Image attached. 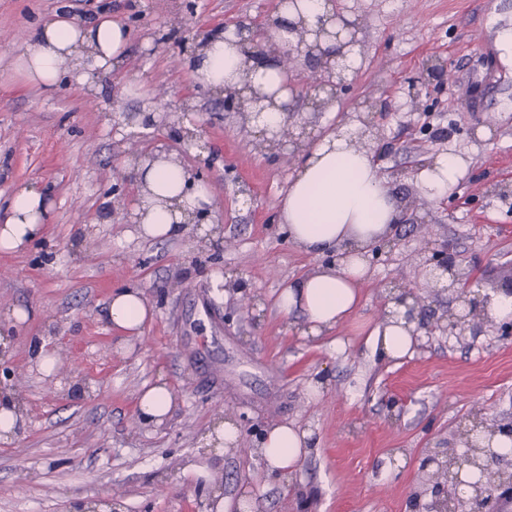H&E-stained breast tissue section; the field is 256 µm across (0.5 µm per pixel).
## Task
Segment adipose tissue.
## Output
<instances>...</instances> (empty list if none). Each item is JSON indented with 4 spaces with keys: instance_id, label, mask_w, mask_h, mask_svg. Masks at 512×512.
<instances>
[{
    "instance_id": "adipose-tissue-1",
    "label": "adipose tissue",
    "mask_w": 512,
    "mask_h": 512,
    "mask_svg": "<svg viewBox=\"0 0 512 512\" xmlns=\"http://www.w3.org/2000/svg\"><path fill=\"white\" fill-rule=\"evenodd\" d=\"M331 11L328 0H284L280 24L273 29L276 42L291 40L286 22L302 20L312 29ZM128 40L127 28L108 16L87 25L60 17L36 32L18 57V70L26 82L46 91L65 73L91 91V72L108 75L122 61ZM192 71L216 91H235L249 83L270 92L284 80L277 66L248 58L238 37L224 32L197 50ZM364 130L357 121L308 148L280 203L279 222L295 247L308 255L336 257L335 265L289 282L278 296L281 311L303 315L305 337L328 334L355 313L359 287L369 277L367 257L392 235L403 216V202L382 176L372 152L356 143ZM127 166L139 187L134 219L139 236L177 237L192 215L211 203L206 184L164 147L128 160ZM462 166L458 155L447 152L426 164L417 179L425 194L442 198L457 185ZM52 211V201L40 188L18 186L0 218V251L17 252L41 238ZM151 315L136 288L113 295L102 311L112 329L128 335L139 333ZM366 343L375 358L397 360L411 355L418 339L401 315L393 313L370 330ZM312 451L311 432L288 423L270 426L257 448L266 471L285 479L293 477Z\"/></svg>"
}]
</instances>
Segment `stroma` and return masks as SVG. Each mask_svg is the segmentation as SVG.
Instances as JSON below:
<instances>
[{"label":"stroma","mask_w":512,"mask_h":512,"mask_svg":"<svg viewBox=\"0 0 512 512\" xmlns=\"http://www.w3.org/2000/svg\"><path fill=\"white\" fill-rule=\"evenodd\" d=\"M280 0H0V213L15 186L49 192L44 237L0 252V387L23 410L17 437L0 442V512H82L101 501L120 512H409L422 488L427 453L463 446L468 415L512 420V340L497 324L471 320L459 338L420 336L412 356L374 360L364 331L380 321L392 281L427 298V314L456 310L455 293L419 272L426 242L449 244L489 292L512 271V67L502 64L489 21L512 20V0H337L358 18L364 46L356 76L332 112L305 99L293 111L324 135L372 103L377 144L397 149L381 173L403 198L418 200L414 224L398 225L396 246L371 255L362 304L332 337L306 338L300 313L276 305L289 281L320 265L278 222L296 162L258 148L257 128L241 126L224 96L199 84L176 37L184 26L213 29L240 17L264 23ZM107 14L129 30L120 66L88 96L68 81L50 92L14 71L47 21ZM447 64L451 83L408 92L427 63ZM153 113L154 123L136 124ZM198 128L197 145L178 146L174 124ZM175 147L210 194L211 225L182 237L136 236L133 179L123 177L131 141ZM444 152L464 171L451 195L428 197L418 171ZM223 238L224 248L210 242ZM258 299L238 310L224 276ZM153 310L140 334L122 335L102 306L126 286ZM29 311L27 321L11 312ZM58 362L39 370L38 351ZM165 379L173 406L142 425L141 391ZM324 380L320 396L308 385ZM240 426L233 446H217L224 421ZM288 422L315 447L296 476H268L255 455L263 431ZM405 464L392 469L394 455Z\"/></svg>","instance_id":"1"}]
</instances>
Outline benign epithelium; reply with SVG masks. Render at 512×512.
I'll return each mask as SVG.
<instances>
[{"label": "benign epithelium", "instance_id": "1", "mask_svg": "<svg viewBox=\"0 0 512 512\" xmlns=\"http://www.w3.org/2000/svg\"><path fill=\"white\" fill-rule=\"evenodd\" d=\"M358 23L349 20L340 11H335L327 17H319L317 29L310 30L305 26H288L289 31L297 35L294 42L288 41L277 45L275 39L265 33L253 21L238 20L234 25V33L240 37L246 47V53L255 59L266 57L267 49L276 53V62L285 74V80L279 91L288 92L291 98H309L313 100L316 110L335 100L338 93L348 86L343 75V68L339 59L343 57V49L358 44ZM314 36L309 42L306 35ZM210 37V33L203 30L186 28L183 30L182 43L197 49ZM305 61L311 68V76L299 83L294 82L298 76L299 61ZM275 95L266 94L250 85L230 92L224 97V106L236 108L244 113V118L258 120L266 109V104H274ZM284 115L283 123L276 130L263 127L262 146L270 153L292 146V153L300 155L307 147L305 139L309 133L302 130L294 132L290 125L291 102L286 100L279 104ZM422 269L432 277V281L449 276L456 283H464V287L456 289L461 298V307L440 319L429 324L423 319V304L414 293L399 290L390 291L386 301L403 308V318L407 323L416 324L415 332L425 331L432 335L436 332L442 335L459 336L470 318L479 314H487L491 298L486 295H476L467 288V275L456 263V258L450 251L448 244H438L429 248L428 256L422 260ZM493 435L500 434L512 439V422L499 423L487 426L483 418L475 416L471 424L462 427V430L473 432L477 429ZM431 471L432 500L426 504L415 501L412 512H467L472 498L460 497V487L469 486L479 490L485 482L486 471L473 470L470 448L460 453H451L445 460L435 456H428L422 461V471ZM495 480L490 484L489 497L483 502L481 512H503L504 503H512V471L504 466L495 468Z\"/></svg>", "mask_w": 512, "mask_h": 512}]
</instances>
